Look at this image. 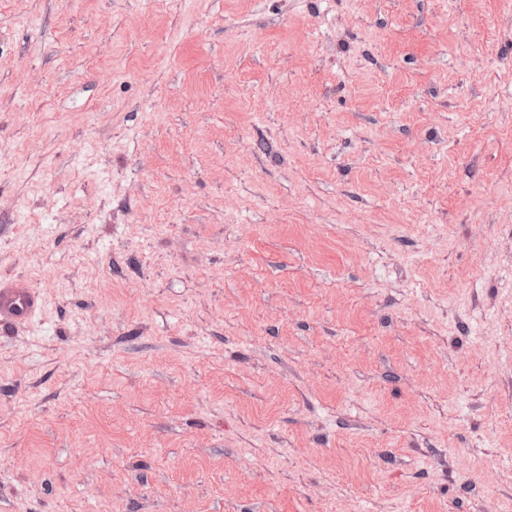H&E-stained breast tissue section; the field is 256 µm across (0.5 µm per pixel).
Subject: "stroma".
Instances as JSON below:
<instances>
[{
	"instance_id": "1",
	"label": "stroma",
	"mask_w": 512,
	"mask_h": 512,
	"mask_svg": "<svg viewBox=\"0 0 512 512\" xmlns=\"http://www.w3.org/2000/svg\"><path fill=\"white\" fill-rule=\"evenodd\" d=\"M1 278L0 512H512V0H0ZM42 309L40 293L28 281L0 280V325L18 327L28 324Z\"/></svg>"
}]
</instances>
